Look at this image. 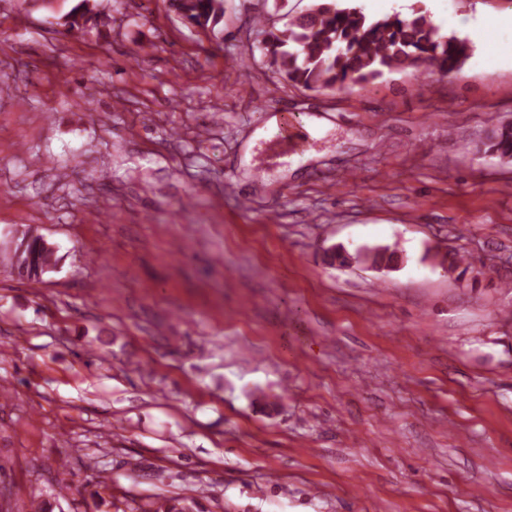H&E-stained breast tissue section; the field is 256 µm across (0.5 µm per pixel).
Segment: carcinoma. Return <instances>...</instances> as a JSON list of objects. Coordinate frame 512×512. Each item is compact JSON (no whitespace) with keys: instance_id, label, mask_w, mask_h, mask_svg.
I'll return each mask as SVG.
<instances>
[{"instance_id":"carcinoma-1","label":"carcinoma","mask_w":512,"mask_h":512,"mask_svg":"<svg viewBox=\"0 0 512 512\" xmlns=\"http://www.w3.org/2000/svg\"><path fill=\"white\" fill-rule=\"evenodd\" d=\"M171 5L182 19L204 29H215L224 17V0H171ZM93 19L82 5L67 17L65 26L79 30ZM472 52L469 40L441 34L421 11L403 18L393 14L373 19L357 7H339L333 0H313L284 29L270 32L263 48L285 82L313 91H337L368 84L386 72L423 67L449 75L458 72ZM479 150L489 157L512 159V126L493 125ZM353 258L360 264L389 268L398 252L378 247ZM8 262L19 276L37 280L56 267L59 258L43 237L31 235L9 253Z\"/></svg>"}]
</instances>
